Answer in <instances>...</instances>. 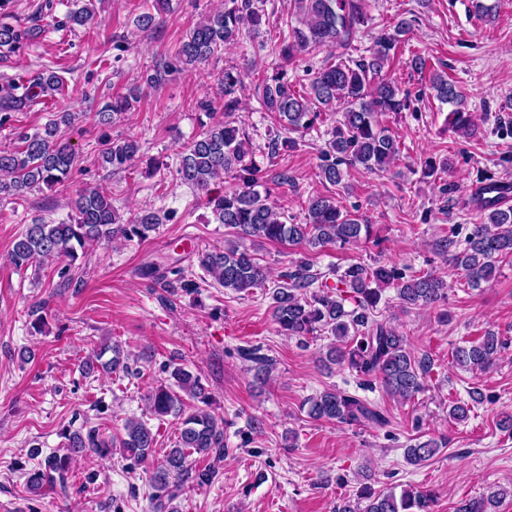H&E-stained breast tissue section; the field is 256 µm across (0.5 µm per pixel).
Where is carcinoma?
I'll return each mask as SVG.
<instances>
[{"label": "carcinoma", "instance_id": "carcinoma-1", "mask_svg": "<svg viewBox=\"0 0 512 512\" xmlns=\"http://www.w3.org/2000/svg\"><path fill=\"white\" fill-rule=\"evenodd\" d=\"M262 0H224V6L205 15L180 41L174 58L147 67L141 76L149 87H157L175 71L208 61L215 53L234 43L243 30L257 29L263 21ZM297 24L288 25V32L272 47V53L282 61H291L299 54L312 52L323 46L346 48L364 33L369 22L363 0H293ZM155 12L165 8L164 0H155ZM155 12H144L135 19V26L149 31L158 24ZM94 9L84 4L71 10L67 16L72 25L92 23ZM413 20H398L393 32L375 37L368 54L356 59L339 56L327 60L314 73L309 90L302 95L288 82L286 73L274 69L258 86L265 111L274 115L277 125L270 133L268 154L277 157L297 146L294 133H306L324 123L327 113L342 110V118L331 129L326 150L320 155V176L333 185L341 184L351 170L383 171L399 159L401 143L379 117L400 113L410 108L409 93L401 91L384 73L410 33ZM42 27H20L0 22V47L14 52L35 41ZM430 89L438 101L449 104L448 128L465 138H476L482 133L476 115L467 108L466 97L457 82L438 72L429 74ZM245 88L244 76L237 68L224 69L221 93L224 111L232 112L239 104L238 94ZM64 80L54 71H41L25 79L12 80L0 86V122L10 120V113L25 112L46 100L63 95ZM140 88L112 96L99 119L130 110L139 99ZM73 112H58L45 125L44 131L29 134L20 131L18 145L10 151H0V199L20 196L24 192L44 186L53 190L64 185L72 171L76 154L60 126L72 124ZM202 131L180 153L178 174L180 180L203 195L211 209L213 220L231 230V238L224 246L195 252L202 271L226 291L247 293L263 288L267 271L245 247L244 242H271L303 245L310 249L327 246L344 248L372 237V225L357 215L342 209L332 197L316 196L308 201L304 220L297 223L285 215L272 201V192L260 176V170L246 162L249 143L239 127L224 122L201 123ZM140 144L133 138L114 140L102 150V160L114 171L127 169L137 157ZM229 177L235 184L228 190L217 185ZM497 190L500 196L484 197ZM512 185L500 181L487 183L477 197L479 209L487 212L486 220L471 225L460 246L454 233H449L437 244L439 254L465 277L468 284L478 288L491 281L499 259L512 256V206H503V195ZM73 212L67 222L58 224L44 218H35L24 232L17 236L8 253L9 262L18 270L31 266L63 263L58 270L61 285L72 281L73 264L78 259L77 249L90 243L108 245L114 240L131 242L145 239L159 225L171 221L174 215H163L144 210L130 221L123 219L112 205V197L105 190L95 188L80 194L73 201ZM139 275L155 288H160L169 299L198 288L196 282L181 268L165 270L149 263L141 267ZM336 277L329 284V276ZM396 288L397 298L405 309L428 307L444 300L448 294L445 276L427 272L406 275L395 265L356 263L342 271L333 267L326 272L313 269L311 261L302 256L290 261L280 275L279 284L270 292V313L278 331L290 338L306 341L325 332L336 338L326 360L345 364L358 374L378 380L385 390L403 399L414 397L423 387L424 377L431 371L429 356H415L406 338L384 321L371 317L381 298L382 287ZM354 303L352 310L345 303ZM504 349L494 331H487L476 341L456 349L453 360L470 371L491 368L497 355ZM112 357L102 360L107 351ZM241 359L254 364L256 380L261 382L273 365V360L251 347L239 352ZM110 373H129V355L118 345L104 346L97 358L85 364V373L96 368ZM171 382L165 381L150 393L148 408L152 415L181 417L177 440L150 477L153 512H175L171 507L187 482L198 486L214 482L218 470L214 467L195 469L189 462L192 454L210 457L215 462L224 460V418L209 411L210 394L199 375L182 366H165ZM200 403L195 411L183 414L184 398ZM470 401H456L449 416L456 421L467 419L470 404L482 401L477 388L469 391ZM308 413L315 419H324L341 425L384 428L389 418L384 411L356 395L336 389L325 390L307 399ZM443 447L440 439H415L404 450L406 461L420 465L432 458ZM67 453L45 458L40 467L27 477L29 489L40 492L47 485H65V476L71 460L92 454L108 456L119 449L121 455L135 467L146 463L155 448L151 429L141 420L129 419L123 433L104 437L94 429L68 435ZM511 491H493L479 500L462 502L456 512H495L494 507ZM434 496L428 490H404L376 494L367 488L360 490L357 501L347 502L336 512H433Z\"/></svg>", "mask_w": 512, "mask_h": 512}]
</instances>
